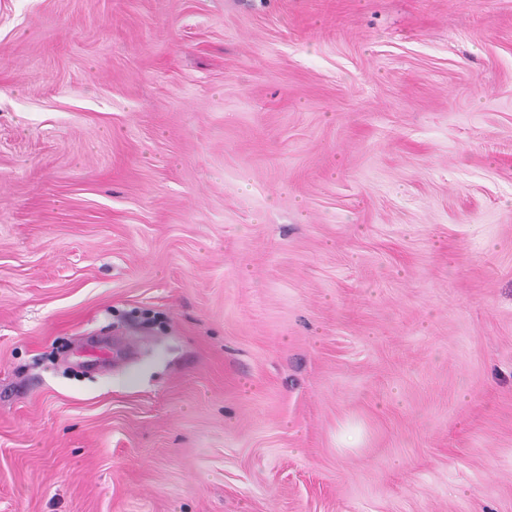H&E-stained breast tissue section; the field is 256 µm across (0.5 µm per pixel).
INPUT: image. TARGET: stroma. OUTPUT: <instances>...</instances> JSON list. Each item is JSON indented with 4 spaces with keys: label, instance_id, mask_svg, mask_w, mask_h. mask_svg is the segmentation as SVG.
Returning a JSON list of instances; mask_svg holds the SVG:
<instances>
[{
    "label": "stroma",
    "instance_id": "obj_1",
    "mask_svg": "<svg viewBox=\"0 0 512 512\" xmlns=\"http://www.w3.org/2000/svg\"><path fill=\"white\" fill-rule=\"evenodd\" d=\"M0 512H512V0H0Z\"/></svg>",
    "mask_w": 512,
    "mask_h": 512
}]
</instances>
